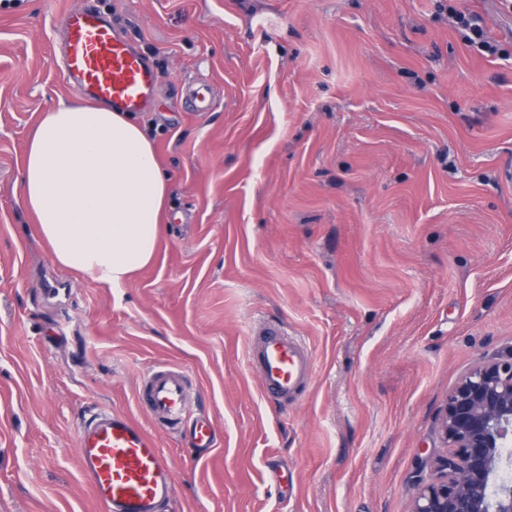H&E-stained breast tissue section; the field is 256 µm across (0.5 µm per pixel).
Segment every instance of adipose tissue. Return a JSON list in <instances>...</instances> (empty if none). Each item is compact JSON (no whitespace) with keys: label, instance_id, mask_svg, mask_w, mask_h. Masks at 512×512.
<instances>
[{"label":"adipose tissue","instance_id":"obj_1","mask_svg":"<svg viewBox=\"0 0 512 512\" xmlns=\"http://www.w3.org/2000/svg\"><path fill=\"white\" fill-rule=\"evenodd\" d=\"M169 176L132 114L83 99L39 117L21 164V199L54 260L111 288L153 259Z\"/></svg>","mask_w":512,"mask_h":512}]
</instances>
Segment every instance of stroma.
<instances>
[{
    "instance_id": "35a3bbf8",
    "label": "stroma",
    "mask_w": 512,
    "mask_h": 512,
    "mask_svg": "<svg viewBox=\"0 0 512 512\" xmlns=\"http://www.w3.org/2000/svg\"><path fill=\"white\" fill-rule=\"evenodd\" d=\"M74 2L0 5V512H101L79 428L146 422L157 362L223 432L200 460L161 435L177 512H411L449 392L512 354V0L457 3L494 56L435 0H91L158 71L139 120L170 176L158 253L118 288L57 264L21 204L36 120L74 95L53 53ZM263 321L312 352L285 404L247 367ZM453 1V0H448ZM447 0H441L439 9L448 12L456 24L465 32L464 40L469 47L476 49L481 54L494 56L498 48L487 40L484 29L483 17L472 11H461L455 6L448 4ZM187 94L191 97L194 111L207 112L215 102L214 87L207 81H199L194 86L186 88Z\"/></svg>"
}]
</instances>
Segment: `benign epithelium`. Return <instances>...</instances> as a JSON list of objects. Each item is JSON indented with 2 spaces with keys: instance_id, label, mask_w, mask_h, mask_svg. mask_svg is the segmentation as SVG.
I'll use <instances>...</instances> for the list:
<instances>
[{
  "instance_id": "7a95c632",
  "label": "benign epithelium",
  "mask_w": 512,
  "mask_h": 512,
  "mask_svg": "<svg viewBox=\"0 0 512 512\" xmlns=\"http://www.w3.org/2000/svg\"><path fill=\"white\" fill-rule=\"evenodd\" d=\"M446 452L414 483L412 512H512V354L465 374L439 412Z\"/></svg>"
}]
</instances>
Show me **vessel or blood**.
<instances>
[{
  "label": "vessel or blood",
  "mask_w": 512,
  "mask_h": 512,
  "mask_svg": "<svg viewBox=\"0 0 512 512\" xmlns=\"http://www.w3.org/2000/svg\"><path fill=\"white\" fill-rule=\"evenodd\" d=\"M58 26L67 85L121 112L150 110L158 95V72L105 14L88 4L76 6L60 16ZM187 94L198 112L209 111L215 102V90L206 81L188 87ZM247 363L259 376L263 396L275 402L294 400L312 376L308 348L279 322L255 330ZM137 400L150 426L103 409L79 430L80 471L103 512H161L173 499V470L160 447V433L182 431L203 456L218 444L216 422L198 412L184 369L163 362L149 366L139 377Z\"/></svg>",
  "instance_id": "vessel-or-blood-1"
}]
</instances>
